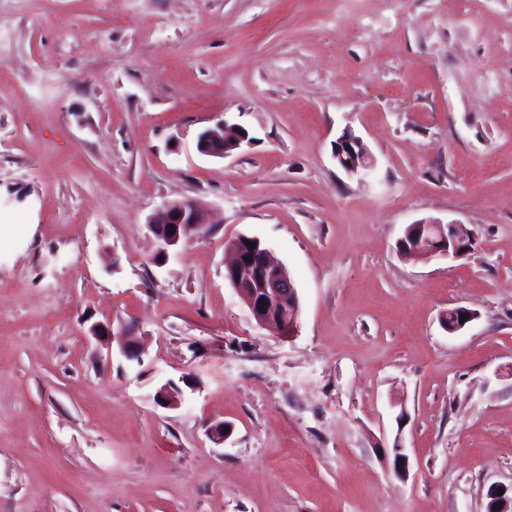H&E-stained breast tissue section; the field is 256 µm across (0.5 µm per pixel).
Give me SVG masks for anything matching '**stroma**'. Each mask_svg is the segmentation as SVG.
<instances>
[{
    "label": "stroma",
    "mask_w": 512,
    "mask_h": 512,
    "mask_svg": "<svg viewBox=\"0 0 512 512\" xmlns=\"http://www.w3.org/2000/svg\"><path fill=\"white\" fill-rule=\"evenodd\" d=\"M0 30V512H486L512 484V0H0ZM224 119L250 143L200 154ZM347 130L370 171L337 165ZM185 198L207 230L156 263L148 219ZM424 220L470 251L402 257ZM242 235L295 282L292 336L224 277Z\"/></svg>",
    "instance_id": "35a3bbf8"
}]
</instances>
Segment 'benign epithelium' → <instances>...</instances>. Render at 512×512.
Masks as SVG:
<instances>
[{
	"label": "benign epithelium",
	"mask_w": 512,
	"mask_h": 512,
	"mask_svg": "<svg viewBox=\"0 0 512 512\" xmlns=\"http://www.w3.org/2000/svg\"><path fill=\"white\" fill-rule=\"evenodd\" d=\"M249 142L248 132L236 124L219 121L201 131L197 137L200 154L224 159ZM334 157L343 165V170L355 174L367 170L371 161L363 142L350 131H345L335 143ZM207 224L203 206L193 199L165 203L150 219L148 227L156 243V258L164 259L177 250ZM418 231L412 244L406 247L407 258L426 260L436 256L459 258L470 251V240L466 228L457 223L444 224L439 221H422L411 225ZM243 240H234L227 246L230 255L225 265V279L248 308L255 322L280 335H292L299 316L298 291L290 273L276 261L268 248L251 249ZM466 320H461V316ZM476 319V313L465 307L454 310V318L441 317L442 328L449 334L463 330ZM182 391L167 383L157 391L155 400L164 408L174 409L181 404ZM394 452V472L404 478L409 468L405 448L397 445ZM486 512H512V488L496 485L487 491Z\"/></svg>",
	"instance_id": "obj_1"
}]
</instances>
